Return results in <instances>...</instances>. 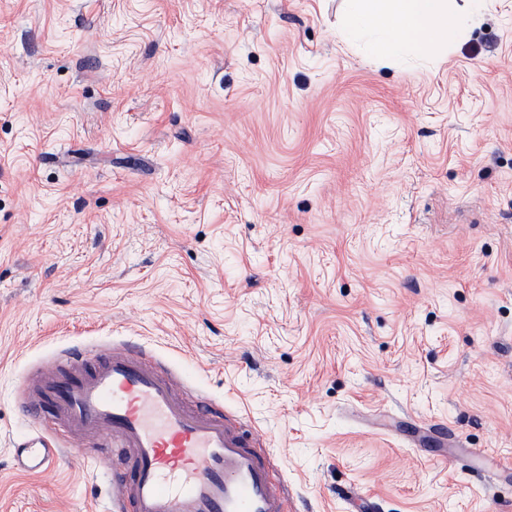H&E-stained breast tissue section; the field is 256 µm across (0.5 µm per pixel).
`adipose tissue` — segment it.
<instances>
[{
    "instance_id": "ef3b65f1",
    "label": "adipose tissue",
    "mask_w": 512,
    "mask_h": 512,
    "mask_svg": "<svg viewBox=\"0 0 512 512\" xmlns=\"http://www.w3.org/2000/svg\"><path fill=\"white\" fill-rule=\"evenodd\" d=\"M490 0H466L461 14L451 12V0H345V29L356 36L369 31V45L380 61L396 64L407 46L427 49L434 41L455 42L474 28Z\"/></svg>"
}]
</instances>
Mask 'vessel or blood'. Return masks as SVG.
Masks as SVG:
<instances>
[{
	"label": "vessel or blood",
	"mask_w": 512,
	"mask_h": 512,
	"mask_svg": "<svg viewBox=\"0 0 512 512\" xmlns=\"http://www.w3.org/2000/svg\"><path fill=\"white\" fill-rule=\"evenodd\" d=\"M18 393L24 416L50 412L76 438L117 449L119 465L107 457L90 464L111 474L125 512H282L286 487L272 482L258 434L206 404H185L133 346L95 359L71 348L66 365H46ZM14 447V466L27 474L54 469L64 455L35 430Z\"/></svg>",
	"instance_id": "1"
}]
</instances>
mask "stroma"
<instances>
[{
	"instance_id": "obj_1",
	"label": "stroma",
	"mask_w": 512,
	"mask_h": 512,
	"mask_svg": "<svg viewBox=\"0 0 512 512\" xmlns=\"http://www.w3.org/2000/svg\"><path fill=\"white\" fill-rule=\"evenodd\" d=\"M343 0H0V512L110 482L16 387L134 341L283 512H512V0L399 65ZM70 454L26 475L32 428Z\"/></svg>"
}]
</instances>
